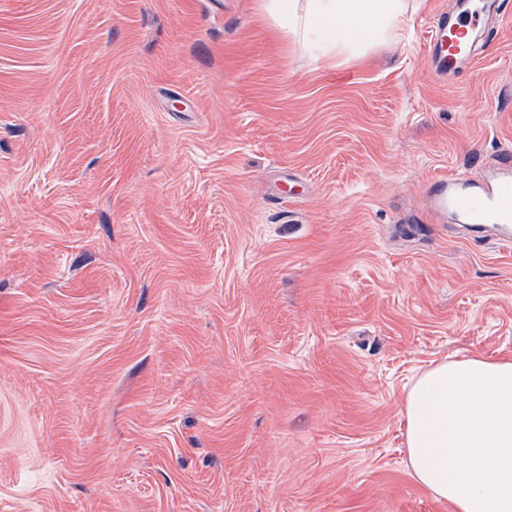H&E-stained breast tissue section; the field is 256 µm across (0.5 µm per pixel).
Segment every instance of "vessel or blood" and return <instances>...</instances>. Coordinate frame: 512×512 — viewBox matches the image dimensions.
<instances>
[{
  "label": "vessel or blood",
  "mask_w": 512,
  "mask_h": 512,
  "mask_svg": "<svg viewBox=\"0 0 512 512\" xmlns=\"http://www.w3.org/2000/svg\"><path fill=\"white\" fill-rule=\"evenodd\" d=\"M499 5L497 0H477L457 15H440L430 30L431 65L448 74L470 51L469 31L494 30ZM430 209L438 216L453 213L462 223L489 227L502 241L512 240V159L502 158L478 176L458 174L437 179L427 191Z\"/></svg>",
  "instance_id": "1"
}]
</instances>
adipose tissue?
<instances>
[{"instance_id":"ef3b65f1","label":"adipose tissue","mask_w":512,"mask_h":512,"mask_svg":"<svg viewBox=\"0 0 512 512\" xmlns=\"http://www.w3.org/2000/svg\"><path fill=\"white\" fill-rule=\"evenodd\" d=\"M259 11L333 64L408 25L405 0H259ZM415 480L453 512H512V357L440 362L411 385L402 413Z\"/></svg>"}]
</instances>
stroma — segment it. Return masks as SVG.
Returning <instances> with one entry per match:
<instances>
[{"instance_id":"obj_1","label":"stroma","mask_w":512,"mask_h":512,"mask_svg":"<svg viewBox=\"0 0 512 512\" xmlns=\"http://www.w3.org/2000/svg\"><path fill=\"white\" fill-rule=\"evenodd\" d=\"M328 66L258 0H0V512H451L401 422L512 356V242L432 215L512 151V0ZM498 12L497 1L479 0L456 16L441 14L431 27L429 39L430 61L435 71L446 75L456 69L470 51L465 40L469 31L477 28L493 31Z\"/></svg>"}]
</instances>
